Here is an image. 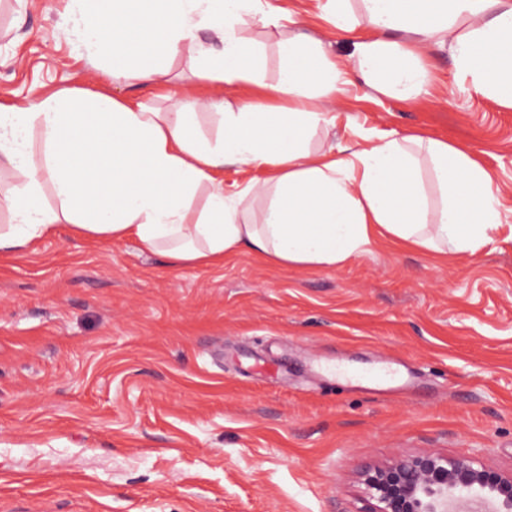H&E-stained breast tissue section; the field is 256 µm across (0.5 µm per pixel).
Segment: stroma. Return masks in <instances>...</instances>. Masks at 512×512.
<instances>
[{
    "instance_id": "obj_1",
    "label": "stroma",
    "mask_w": 512,
    "mask_h": 512,
    "mask_svg": "<svg viewBox=\"0 0 512 512\" xmlns=\"http://www.w3.org/2000/svg\"><path fill=\"white\" fill-rule=\"evenodd\" d=\"M293 28L247 19L261 86L103 79L68 0H0V105L62 89L157 112L273 103L278 42L321 40L312 0H269ZM400 102L353 78L311 146L421 134L472 153L512 224V108L469 90L447 49ZM436 453L512 470V243L439 258L378 241L342 266L288 268L241 253L179 265L134 238L63 229L0 253V512H367L370 464Z\"/></svg>"
}]
</instances>
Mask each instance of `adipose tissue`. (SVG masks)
<instances>
[{"label": "adipose tissue", "mask_w": 512, "mask_h": 512, "mask_svg": "<svg viewBox=\"0 0 512 512\" xmlns=\"http://www.w3.org/2000/svg\"><path fill=\"white\" fill-rule=\"evenodd\" d=\"M336 31L357 37L347 62L304 34L279 43L273 87L282 107L223 101L222 131H197L196 112H156L138 101L64 89L37 103L0 105V166L19 179L0 198L13 222L0 251L68 226L94 238H135L144 252L214 265L249 252L280 265L336 267L379 237L421 253L476 255L507 236L486 169L469 152L423 136L377 137L349 155L311 149L308 134L334 122L326 100L351 76L400 101L430 82L421 52L447 46L472 89L512 107V0H327ZM264 0H72L76 35L104 51L103 75L159 83L187 53L196 76L231 88L259 80L242 36L246 15L273 21ZM216 33L218 45L198 40ZM406 33L403 42L387 31ZM260 170L225 191L224 165ZM54 205H47L46 194ZM263 199L261 214L252 203Z\"/></svg>", "instance_id": "1"}]
</instances>
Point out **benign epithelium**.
<instances>
[{
    "label": "benign epithelium",
    "mask_w": 512,
    "mask_h": 512,
    "mask_svg": "<svg viewBox=\"0 0 512 512\" xmlns=\"http://www.w3.org/2000/svg\"><path fill=\"white\" fill-rule=\"evenodd\" d=\"M361 481L371 512H454L462 498L512 512V471L489 469L471 456L419 454L366 469Z\"/></svg>",
    "instance_id": "1"
}]
</instances>
